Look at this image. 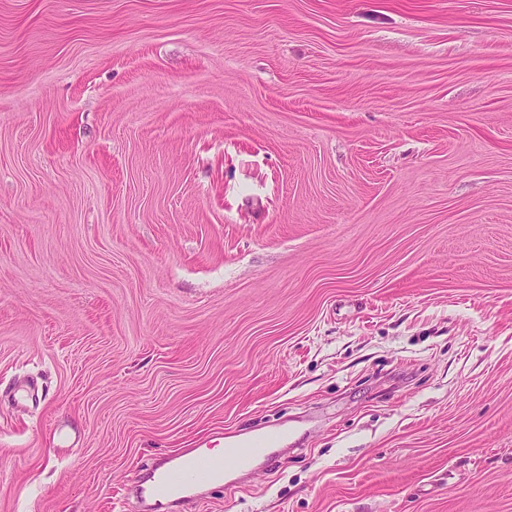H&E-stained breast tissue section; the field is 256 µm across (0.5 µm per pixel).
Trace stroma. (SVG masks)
Returning <instances> with one entry per match:
<instances>
[{
	"mask_svg": "<svg viewBox=\"0 0 512 512\" xmlns=\"http://www.w3.org/2000/svg\"><path fill=\"white\" fill-rule=\"evenodd\" d=\"M512 512V0H0V512ZM212 437L195 440L193 452L190 449L182 451L174 459L177 463L174 467L161 469L155 465L152 473L157 474L154 484L145 486L139 484L138 494L141 499L156 497L159 492L169 494L173 505L180 507V510L194 507L195 511L204 503L203 494L200 488L212 481L224 480L225 472H241L247 476L249 460L252 456H267L272 459L275 455L270 454V448L260 443H244L224 448V452L216 457L202 448H213L215 446Z\"/></svg>",
	"mask_w": 512,
	"mask_h": 512,
	"instance_id": "35a3bbf8",
	"label": "stroma"
}]
</instances>
